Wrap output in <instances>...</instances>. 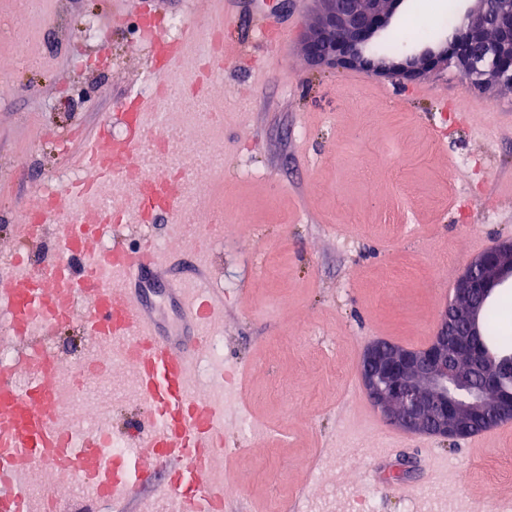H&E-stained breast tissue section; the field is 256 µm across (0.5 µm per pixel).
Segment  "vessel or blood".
Segmentation results:
<instances>
[{
  "label": "vessel or blood",
  "instance_id": "b4317fda",
  "mask_svg": "<svg viewBox=\"0 0 512 512\" xmlns=\"http://www.w3.org/2000/svg\"><path fill=\"white\" fill-rule=\"evenodd\" d=\"M196 38L190 25L175 39L153 31L151 53L164 60L165 75L180 74ZM179 103L174 96L149 97L138 111L113 113L125 135L81 138L82 179L63 188L62 199L46 198L41 211L15 222L20 249L11 259L9 279L0 282V308L6 310L0 334L11 337L19 350L14 362L0 364V512H44L45 502L31 499L26 488L36 468L85 480L95 503L123 506L152 490L172 512H223L224 482L215 468L224 447L222 393L231 374L214 364L205 394L197 389L193 371L209 336L224 324V295L202 276L178 288L162 287L168 253L145 241L127 245L124 223L113 220L110 199L102 192L127 185L143 204L167 165L191 163L177 144L167 155L150 158L145 141L164 135V118ZM83 207L94 211L93 224L80 220ZM153 216L189 237L198 235L192 212L176 195L155 205ZM91 232L110 235L108 247L88 251ZM49 236L60 259L38 274L26 253ZM158 292L179 308L174 325L158 317ZM75 320L90 338L85 366L102 368L104 351L117 347L147 404L118 460L110 453L111 424L80 434L62 418V367L43 352L47 337Z\"/></svg>",
  "mask_w": 512,
  "mask_h": 512
}]
</instances>
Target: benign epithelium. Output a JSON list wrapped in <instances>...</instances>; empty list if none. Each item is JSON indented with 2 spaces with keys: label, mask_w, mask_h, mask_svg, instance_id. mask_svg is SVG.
I'll return each instance as SVG.
<instances>
[{
  "label": "benign epithelium",
  "mask_w": 512,
  "mask_h": 512,
  "mask_svg": "<svg viewBox=\"0 0 512 512\" xmlns=\"http://www.w3.org/2000/svg\"><path fill=\"white\" fill-rule=\"evenodd\" d=\"M316 2L318 21L303 32L307 58L316 66L402 77L450 68L478 91L512 86V0H476L440 46L399 57L377 55L372 47L402 0ZM511 283L512 240L498 241L466 264L426 348L377 340L363 349L360 382L389 425L460 440L479 422H512V394L499 391L501 377L512 373V356L486 354L482 330L488 301Z\"/></svg>",
  "instance_id": "obj_1"
}]
</instances>
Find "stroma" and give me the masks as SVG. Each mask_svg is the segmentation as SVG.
Segmentation results:
<instances>
[{
  "mask_svg": "<svg viewBox=\"0 0 512 512\" xmlns=\"http://www.w3.org/2000/svg\"><path fill=\"white\" fill-rule=\"evenodd\" d=\"M458 0H403L373 51L401 54L439 44V11ZM282 24L276 53L254 41V13L224 30L230 54L203 76L188 54L179 81L199 87L223 122L193 126L187 110L167 123L206 140L217 167L195 171L192 210L221 223L199 264L196 244L170 226L142 225L171 256L177 284L205 274L224 294V363L242 389L224 392L225 456L240 486L226 512H265L271 495L300 512H476L512 492V435L468 441L403 434L376 485L369 470L395 429L359 390L363 348L386 339L414 348L434 335L470 259L512 238V87L471 89L456 73L412 81L356 69L321 70L299 40L315 0H267ZM211 0H44L41 12L0 0V213L35 207L40 192L77 168L72 136L134 110L160 68L136 27L181 18L206 27ZM108 38L79 40L87 24ZM25 32L34 65L14 58ZM251 221L236 223L239 210ZM300 404L291 410L277 389ZM128 431L142 413L120 359L87 402ZM250 420L242 438L236 427Z\"/></svg>",
  "mask_w": 512,
  "mask_h": 512,
  "instance_id": "obj_1",
  "label": "stroma"
}]
</instances>
